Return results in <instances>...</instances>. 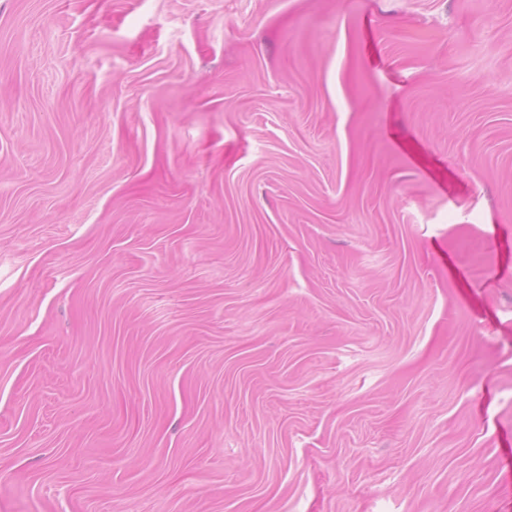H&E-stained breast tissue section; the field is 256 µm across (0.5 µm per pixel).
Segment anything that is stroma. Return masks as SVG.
I'll list each match as a JSON object with an SVG mask.
<instances>
[{
    "label": "stroma",
    "mask_w": 512,
    "mask_h": 512,
    "mask_svg": "<svg viewBox=\"0 0 512 512\" xmlns=\"http://www.w3.org/2000/svg\"><path fill=\"white\" fill-rule=\"evenodd\" d=\"M0 512H512V0H0Z\"/></svg>",
    "instance_id": "35a3bbf8"
}]
</instances>
